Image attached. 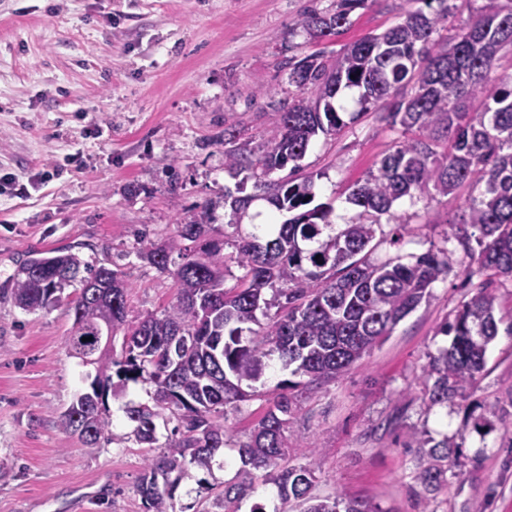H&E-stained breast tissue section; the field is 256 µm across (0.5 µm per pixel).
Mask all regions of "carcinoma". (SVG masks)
I'll return each instance as SVG.
<instances>
[{"label":"carcinoma","mask_w":512,"mask_h":512,"mask_svg":"<svg viewBox=\"0 0 512 512\" xmlns=\"http://www.w3.org/2000/svg\"><path fill=\"white\" fill-rule=\"evenodd\" d=\"M366 2L338 0L334 11L304 13L298 26L312 38L339 35L352 25L350 12ZM414 2L420 7L407 10L402 22L335 55L289 59L288 84L299 98L280 108L257 147L242 130L224 129V170L246 173L254 189L235 197L224 191L233 214L260 197L291 217L274 223L262 243L233 220L221 230L215 206L206 202L176 222L173 239L139 237L137 256L171 275L178 288L161 314L128 322L131 285L124 272L69 251L33 253L26 260L31 274L12 278L11 294L25 311L58 302L66 287L78 289L68 303L73 322L66 345L97 374L92 392L60 415L66 432L90 448L108 439L103 397L120 395L129 382L154 385L153 406L125 407L136 442L154 447L156 419L167 411L176 420L163 455L146 460L137 485L147 512H174L175 489L190 468L210 469L229 445L238 448L241 467L237 482L224 486V512H239L259 470L277 488L280 506L273 512H379L339 491L316 493V445L301 444L294 429L299 398L336 381L391 336L456 254L467 281L479 279L477 293L438 326L436 334L452 340L428 354L422 402L431 408L458 399L470 415L477 408L468 399L502 322L490 288L512 281V71L500 69L501 57L512 55V0H488L449 41L433 39L448 20V0ZM349 87L362 90L361 108L346 121L336 99ZM371 110L408 138L355 184L349 201L360 208L357 218L328 235L333 208L314 203L312 177L302 174L299 161L315 136H335ZM286 168V176L270 179ZM465 188L478 195L465 198L462 218L445 233L453 248L374 258L380 246L397 247L410 233L392 212L397 201L457 196ZM384 215L396 223L389 237ZM231 262L242 274L228 287ZM106 322L111 336L123 335L119 359L97 340ZM275 354L291 378L276 384L279 393L250 432L230 431L227 405L260 396L253 384ZM409 436L420 452L426 495L445 484L448 456L461 444L425 429Z\"/></svg>","instance_id":"obj_1"}]
</instances>
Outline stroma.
Segmentation results:
<instances>
[{
  "label": "stroma",
  "instance_id": "1",
  "mask_svg": "<svg viewBox=\"0 0 512 512\" xmlns=\"http://www.w3.org/2000/svg\"><path fill=\"white\" fill-rule=\"evenodd\" d=\"M336 0H0V512H146L137 492L156 448L137 444L125 403H150L153 387L129 384L106 397L111 440L85 447L58 419L88 389L93 366L69 354L66 305L26 312L7 294L33 250L74 247L89 262L126 273L129 320L175 301L168 275L137 258L138 233L162 242L195 205L217 202L236 180L224 170V129L260 141L277 122L275 102L291 101L286 63L340 52L396 24L404 0H367L352 26L313 40L295 21ZM403 135L362 115L336 136L317 137L301 164L333 219L358 209L350 186L376 168ZM460 196L399 200L412 228L402 253L444 245ZM460 265L380 347L336 381L303 396L295 427L315 442L317 489L342 491L380 512H512V437L495 408L512 412V333L500 329L487 353L468 419L460 401L425 409L422 368L449 346L438 324L472 289ZM407 417L394 421L397 408ZM462 436L448 484L420 497V459L410 427ZM238 451L223 448L211 469H191L174 493L176 512H224V485Z\"/></svg>",
  "mask_w": 512,
  "mask_h": 512
}]
</instances>
